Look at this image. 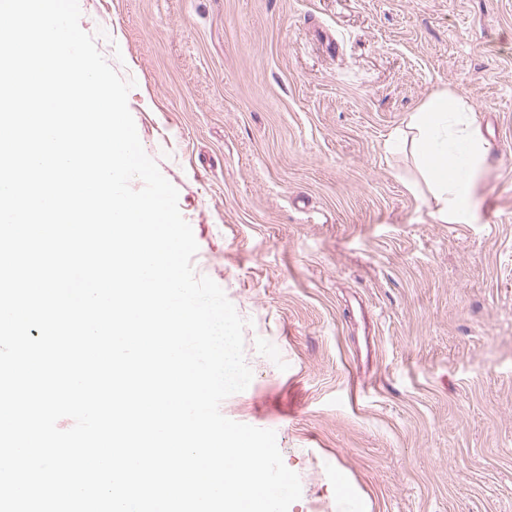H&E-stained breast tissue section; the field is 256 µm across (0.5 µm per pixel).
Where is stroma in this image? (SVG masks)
Listing matches in <instances>:
<instances>
[{"instance_id":"stroma-1","label":"stroma","mask_w":512,"mask_h":512,"mask_svg":"<svg viewBox=\"0 0 512 512\" xmlns=\"http://www.w3.org/2000/svg\"><path fill=\"white\" fill-rule=\"evenodd\" d=\"M246 322L221 404L289 512H512V0H79ZM489 145L445 224L387 141L435 89Z\"/></svg>"}]
</instances>
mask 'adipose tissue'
<instances>
[{"mask_svg": "<svg viewBox=\"0 0 512 512\" xmlns=\"http://www.w3.org/2000/svg\"><path fill=\"white\" fill-rule=\"evenodd\" d=\"M473 109L457 92L433 91L410 113L406 131L391 137L392 149L410 148L441 221H464L474 207V189L487 148L478 138Z\"/></svg>", "mask_w": 512, "mask_h": 512, "instance_id": "obj_1", "label": "adipose tissue"}]
</instances>
